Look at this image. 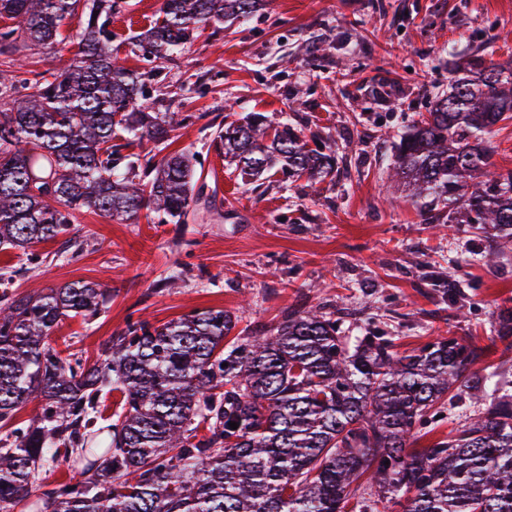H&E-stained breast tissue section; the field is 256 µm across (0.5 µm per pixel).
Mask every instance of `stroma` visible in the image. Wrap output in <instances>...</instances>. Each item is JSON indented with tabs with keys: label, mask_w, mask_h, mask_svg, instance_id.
I'll return each mask as SVG.
<instances>
[{
	"label": "stroma",
	"mask_w": 512,
	"mask_h": 512,
	"mask_svg": "<svg viewBox=\"0 0 512 512\" xmlns=\"http://www.w3.org/2000/svg\"><path fill=\"white\" fill-rule=\"evenodd\" d=\"M117 2L108 29L127 66L145 73L157 108L194 117L172 132L168 151L193 154L204 172L221 166L222 179L208 181L182 224L81 210L76 244L60 236L26 253L0 249V282L17 292L78 279L111 286L99 317L63 320L54 347L91 364L130 319L159 326L224 309L251 335L272 332L288 309L320 307L350 335L366 326L402 352L465 337L512 393V354L492 344L498 308L512 300V240L448 224L447 201L412 206L389 177L395 135L447 91L451 61L476 52L512 61V0H274L245 23L206 27L164 59L136 41L161 0ZM251 112L334 140L335 182L278 173L257 188L225 166L215 131ZM435 278L457 286L440 294ZM475 407L469 396L446 405L417 447L454 436Z\"/></svg>",
	"instance_id": "35a3bbf8"
}]
</instances>
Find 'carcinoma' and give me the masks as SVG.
I'll return each mask as SVG.
<instances>
[{
	"mask_svg": "<svg viewBox=\"0 0 512 512\" xmlns=\"http://www.w3.org/2000/svg\"><path fill=\"white\" fill-rule=\"evenodd\" d=\"M79 0H0V247L22 252L73 231L70 212L109 221L162 215L183 224L198 200L193 157L171 152L144 169L121 155L120 132L155 144L189 120L157 112L142 75L125 67L106 24L114 0H92L78 50L60 73L24 78L20 53L64 49ZM270 0H162L137 36L160 59L210 23L248 20ZM512 121V67L477 55L451 72L448 92L400 136L393 170L406 201L448 198L458 224L512 238V169L491 163L485 135ZM216 149L256 180L336 179V151L260 112L224 124ZM108 286L85 280L32 293L0 292V512H512V399L497 390L458 433L429 448L415 434L463 393L485 392L473 367L484 350L437 336L410 353L368 327L345 336L322 309L288 315L268 335L227 337L238 317L193 312L159 327L127 322L103 358L62 356L50 337L66 318L89 320ZM495 332L512 353V306ZM118 391L106 421L101 406ZM37 400L25 428L16 412ZM238 428L233 430L230 423ZM389 464H384V461ZM63 461L75 481L31 488Z\"/></svg>",
	"mask_w": 512,
	"mask_h": 512,
	"instance_id": "obj_1",
	"label": "carcinoma"
}]
</instances>
